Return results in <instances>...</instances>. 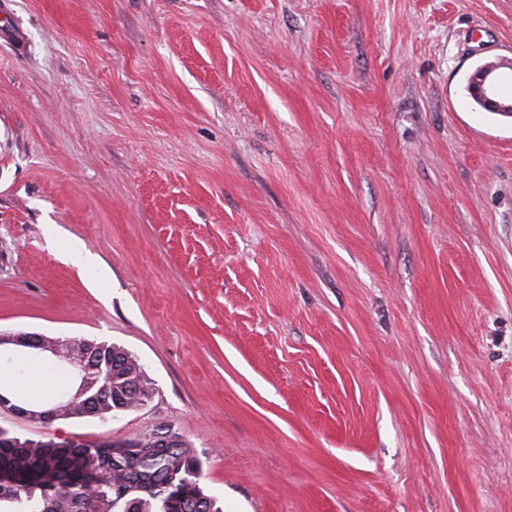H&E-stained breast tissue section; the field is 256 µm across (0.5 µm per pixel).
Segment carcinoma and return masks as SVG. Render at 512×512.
Listing matches in <instances>:
<instances>
[{"instance_id":"obj_1","label":"carcinoma","mask_w":512,"mask_h":512,"mask_svg":"<svg viewBox=\"0 0 512 512\" xmlns=\"http://www.w3.org/2000/svg\"><path fill=\"white\" fill-rule=\"evenodd\" d=\"M66 350H89L91 375L101 390L81 395L82 374L65 362L55 367L74 381L65 415L107 420L119 413L112 387L136 390L121 406L130 412L153 395V383L126 349L107 342L64 338ZM220 512L204 493L196 459L185 441L163 448L148 437L116 448L109 444L43 441L0 430V512Z\"/></svg>"}]
</instances>
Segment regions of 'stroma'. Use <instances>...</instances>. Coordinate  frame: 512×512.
<instances>
[{"label": "stroma", "mask_w": 512, "mask_h": 512, "mask_svg": "<svg viewBox=\"0 0 512 512\" xmlns=\"http://www.w3.org/2000/svg\"><path fill=\"white\" fill-rule=\"evenodd\" d=\"M512 0H0V331L134 354L224 512H512ZM78 243L100 262L67 255ZM503 66L504 64L496 62L485 63L478 66L469 75L470 92L483 105L469 93L468 94L470 98L481 108H487L491 112H498L512 116V99H504L496 92L499 80L498 70Z\"/></svg>", "instance_id": "35a3bbf8"}]
</instances>
